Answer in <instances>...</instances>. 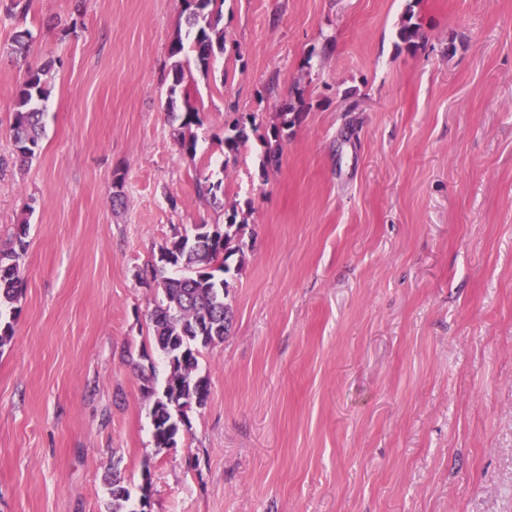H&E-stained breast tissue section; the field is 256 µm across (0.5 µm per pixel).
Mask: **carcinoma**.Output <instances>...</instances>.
Returning a JSON list of instances; mask_svg holds the SVG:
<instances>
[{"label":"carcinoma","mask_w":512,"mask_h":512,"mask_svg":"<svg viewBox=\"0 0 512 512\" xmlns=\"http://www.w3.org/2000/svg\"><path fill=\"white\" fill-rule=\"evenodd\" d=\"M184 2L196 56L192 61L179 59L184 50L180 39L171 48L170 55L175 58L174 81L168 89V106L171 108L177 101L186 75L191 73V67L209 68L214 48L224 49V31L217 29L224 0ZM412 19L413 15L407 14L398 32L401 43L408 50L417 49L419 40L423 38L419 26ZM31 42V32L19 30L9 48V53L15 55L16 60L26 64L25 77L16 93L11 127L14 146L24 160L35 156L43 134V107L49 96L45 76L53 64V60L48 59L36 68L27 65ZM198 122V112L189 107L177 131L180 152L189 157L196 154V138L186 130ZM257 128V115L252 114L225 129L224 156L236 155L249 140V132ZM197 186L200 195L218 201L222 182H213L205 176ZM246 233L247 224L236 222L234 214L222 227L195 224L191 234L161 247L157 264L152 266L151 275L160 294L150 312L152 337L170 367L162 395L156 397L152 407L153 436L159 448L174 446L187 412L207 401L209 383L207 378L198 374V355L223 343L232 325L231 305L226 302L231 283L216 276L215 272H229L226 261L242 251ZM26 234L27 225H19L11 247L0 251V349L11 339L13 327L9 319L15 317V304L24 292L25 277L20 258L27 247ZM171 267L179 269L180 274L174 277L166 275ZM109 494L112 512H124L130 494L120 480H112Z\"/></svg>","instance_id":"cac0c4a2"}]
</instances>
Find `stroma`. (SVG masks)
Returning a JSON list of instances; mask_svg holds the SVG:
<instances>
[{"instance_id":"35a3bbf8","label":"stroma","mask_w":512,"mask_h":512,"mask_svg":"<svg viewBox=\"0 0 512 512\" xmlns=\"http://www.w3.org/2000/svg\"><path fill=\"white\" fill-rule=\"evenodd\" d=\"M75 3L0 0V250L29 226L0 512H111L115 470L133 508L151 481L150 512H512V0H224V49L172 111L183 0ZM25 28L29 62L56 60L29 162L2 55ZM233 209L254 236L228 261L232 326L199 356L206 404L159 448L149 268ZM198 122V112L188 106L182 122L179 125V130L177 131V142L180 152L189 157H193L196 154V138L193 134L186 135V130H189L191 125L197 124ZM258 128L257 115H250L247 119H237L235 123L224 130V156L233 157L239 152L249 140V131H256Z\"/></svg>"}]
</instances>
